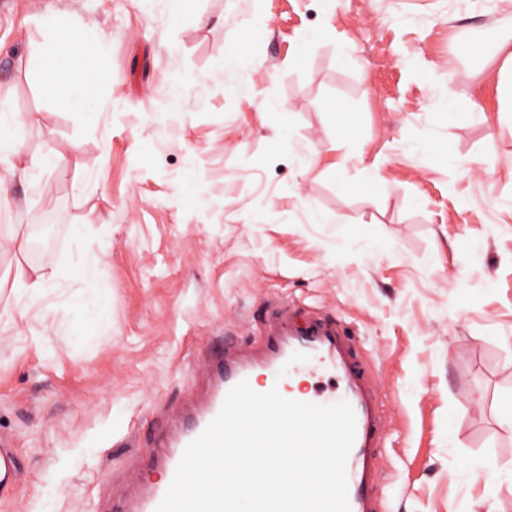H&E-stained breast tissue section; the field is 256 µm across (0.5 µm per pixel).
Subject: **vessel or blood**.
<instances>
[{
  "instance_id": "obj_1",
  "label": "vessel or blood",
  "mask_w": 512,
  "mask_h": 512,
  "mask_svg": "<svg viewBox=\"0 0 512 512\" xmlns=\"http://www.w3.org/2000/svg\"><path fill=\"white\" fill-rule=\"evenodd\" d=\"M297 352L303 353V360H294ZM283 368L294 377L334 374L336 388L331 403L348 402L355 415V440L346 463L350 512H377L375 503L365 495V487L374 474L373 450L381 441L373 392L355 370L346 332L320 318L304 332L286 339L281 337L276 322H268L260 358L251 360L230 349L218 355L209 367L207 395L194 407L190 423L158 441L157 464L162 480L142 487L127 500L124 512H156L185 449L217 417L229 391L245 381L258 385L260 392H268ZM19 474L12 441L0 437V488L11 489Z\"/></svg>"
}]
</instances>
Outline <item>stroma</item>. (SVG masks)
<instances>
[{
	"label": "stroma",
	"mask_w": 512,
	"mask_h": 512,
	"mask_svg": "<svg viewBox=\"0 0 512 512\" xmlns=\"http://www.w3.org/2000/svg\"><path fill=\"white\" fill-rule=\"evenodd\" d=\"M60 14L101 35L90 124L43 79ZM511 55L512 0H8L0 108L27 158L66 169L11 176L0 209V436L24 474L0 512H96L160 481L205 354L256 351L285 301L289 328L351 330L387 512H512V480L490 499L478 476L512 471ZM20 268L53 277L36 302L11 293ZM99 296L106 323L73 334Z\"/></svg>",
	"instance_id": "obj_1"
}]
</instances>
